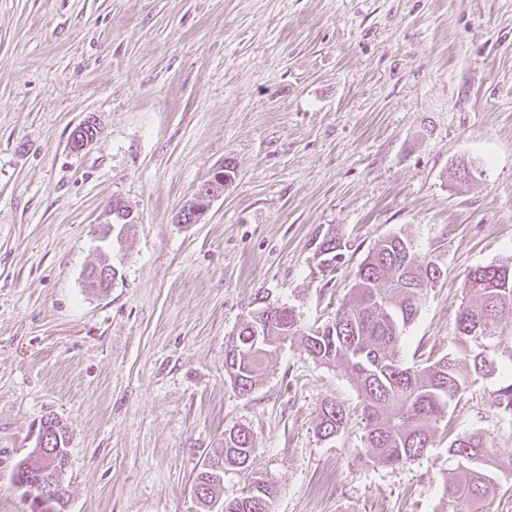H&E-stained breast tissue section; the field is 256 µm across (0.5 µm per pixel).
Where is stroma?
I'll return each instance as SVG.
<instances>
[{
    "label": "stroma",
    "mask_w": 512,
    "mask_h": 512,
    "mask_svg": "<svg viewBox=\"0 0 512 512\" xmlns=\"http://www.w3.org/2000/svg\"><path fill=\"white\" fill-rule=\"evenodd\" d=\"M461 161L474 180L453 178ZM227 162L202 223H177ZM115 199L136 223L92 290ZM329 231L347 243L332 271ZM391 233L443 271L405 354L447 353L469 270L512 259V0H0V512H30L12 474L48 417L67 430L66 512H189L238 426L274 512H440L447 437L371 460L341 367L289 343L250 395L224 373L254 298L322 324ZM493 387L473 383L453 425L506 461ZM328 400L347 422L325 440Z\"/></svg>",
    "instance_id": "obj_1"
}]
</instances>
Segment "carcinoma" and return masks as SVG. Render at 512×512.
Segmentation results:
<instances>
[{"label":"carcinoma","instance_id":"1","mask_svg":"<svg viewBox=\"0 0 512 512\" xmlns=\"http://www.w3.org/2000/svg\"><path fill=\"white\" fill-rule=\"evenodd\" d=\"M342 242L326 234L319 244L323 260L335 264ZM441 271L411 241L398 234L380 239L368 251L355 275L349 303L334 319L308 328L290 306L257 300L225 349L224 372L243 395L262 381L266 359L287 343H298L314 361L342 367L351 379L366 420L365 448L384 464L413 461L433 447L448 410L480 378L495 380L492 406L512 414V349L504 358L484 353L488 342L502 343L498 320L512 305V263L478 265L463 283V301L456 315V351L427 356L421 364L404 362L407 328L425 304ZM262 326L261 335L254 328ZM346 424L343 407L331 400L320 408L317 433L328 439ZM255 448L248 429L224 430V454L216 465L232 463L249 469ZM448 459L456 467L443 477L445 512H493L499 483L495 472H512V460L478 433H458L448 443ZM276 485L260 476H246L242 494L224 505V512H274Z\"/></svg>","mask_w":512,"mask_h":512}]
</instances>
